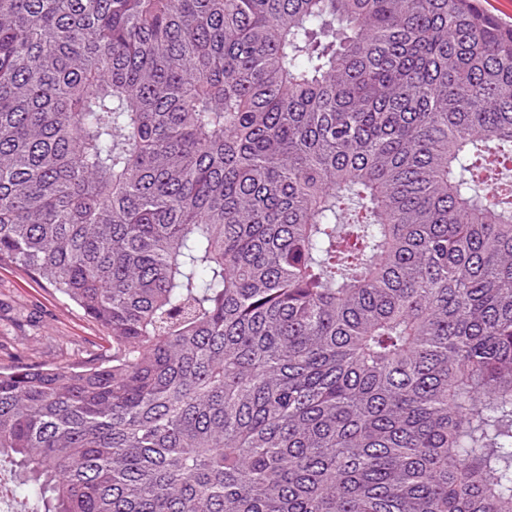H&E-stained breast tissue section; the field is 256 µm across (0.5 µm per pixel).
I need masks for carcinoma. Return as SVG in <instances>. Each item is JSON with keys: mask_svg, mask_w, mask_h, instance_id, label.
Instances as JSON below:
<instances>
[{"mask_svg": "<svg viewBox=\"0 0 512 512\" xmlns=\"http://www.w3.org/2000/svg\"><path fill=\"white\" fill-rule=\"evenodd\" d=\"M512 26L477 0H0V263L112 337L0 369L43 512H512Z\"/></svg>", "mask_w": 512, "mask_h": 512, "instance_id": "cac0c4a2", "label": "carcinoma"}]
</instances>
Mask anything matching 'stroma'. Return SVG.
Here are the masks:
<instances>
[{
  "label": "stroma",
  "mask_w": 512,
  "mask_h": 512,
  "mask_svg": "<svg viewBox=\"0 0 512 512\" xmlns=\"http://www.w3.org/2000/svg\"><path fill=\"white\" fill-rule=\"evenodd\" d=\"M107 333L83 310L16 266H0V368H81L111 354Z\"/></svg>",
  "instance_id": "obj_1"
}]
</instances>
